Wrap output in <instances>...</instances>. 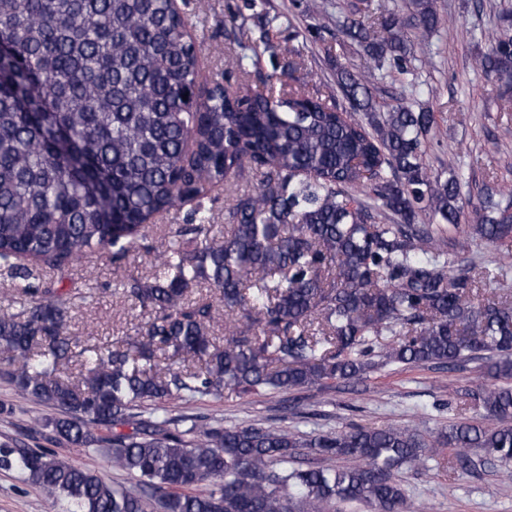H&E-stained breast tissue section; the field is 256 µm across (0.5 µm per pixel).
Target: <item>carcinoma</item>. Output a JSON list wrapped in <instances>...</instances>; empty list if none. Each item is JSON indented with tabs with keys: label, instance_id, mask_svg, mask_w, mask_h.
<instances>
[{
	"label": "carcinoma",
	"instance_id": "cac0c4a2",
	"mask_svg": "<svg viewBox=\"0 0 512 512\" xmlns=\"http://www.w3.org/2000/svg\"><path fill=\"white\" fill-rule=\"evenodd\" d=\"M372 0H352L336 36L356 44L369 68L336 65L344 103L319 97L288 47L290 82L259 89L246 61L256 51L243 26L236 93L214 82L199 100L201 43L171 0H0V267L25 282L22 310L0 317V378L57 410L45 426L76 448L96 446L138 492L50 450L0 444L16 470L68 512H411L396 474L426 469L435 447L456 460L485 448L512 461V300L475 288L465 257L472 238L512 239V190L486 188L471 224L462 176L424 162L436 120L427 109L382 103L378 84L415 59L406 21ZM414 26L438 30L432 0H413ZM512 82V36L478 60ZM249 170L257 183L235 196L224 236H211L202 204L213 188ZM194 203L178 246L152 280L121 282L151 311L135 335L86 350L87 374L58 367L75 357L62 300L36 281L80 257L118 258L157 216ZM398 220L387 221L386 213ZM429 223L417 224L418 215ZM208 284L216 301L192 300ZM231 316L214 336L215 302ZM191 356L192 369L158 368L159 355ZM487 360L475 394L488 418L448 425L426 441L409 426L306 435L243 425L186 430L157 415L120 427L166 400L184 404L224 391L361 383L392 366L450 370ZM346 461L295 466L299 449Z\"/></svg>",
	"mask_w": 512,
	"mask_h": 512
}]
</instances>
